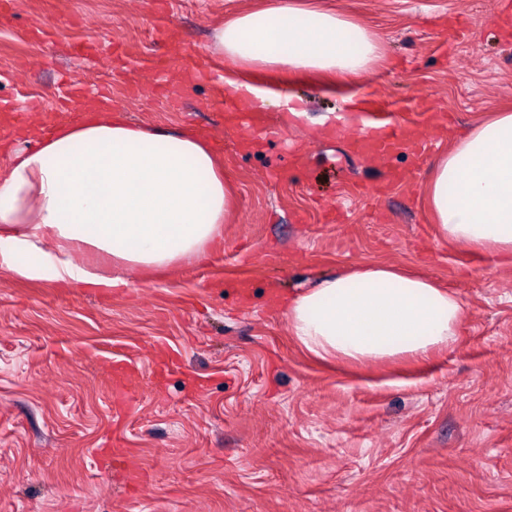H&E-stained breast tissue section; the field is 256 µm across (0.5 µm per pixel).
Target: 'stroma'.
Wrapping results in <instances>:
<instances>
[{"label": "stroma", "mask_w": 512, "mask_h": 512, "mask_svg": "<svg viewBox=\"0 0 512 512\" xmlns=\"http://www.w3.org/2000/svg\"><path fill=\"white\" fill-rule=\"evenodd\" d=\"M369 28L356 82L257 70L279 128H228L216 27L264 0H14L0 13V104L62 123L96 81L131 121L223 142L239 211L224 248L122 272L129 287L0 270V512H512V264L443 239L424 187L455 139L512 110V0H304ZM92 42L95 55L78 56ZM139 96L127 93L130 85ZM373 94L447 116L425 161L332 137ZM306 116L291 122L285 97ZM408 180L378 195L391 170ZM387 264L460 299L455 342L362 369L305 352L286 302L341 269ZM135 381L115 401L112 367Z\"/></svg>", "instance_id": "1"}]
</instances>
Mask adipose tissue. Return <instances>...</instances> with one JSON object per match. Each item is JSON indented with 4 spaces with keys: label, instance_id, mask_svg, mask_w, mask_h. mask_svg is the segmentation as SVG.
I'll return each instance as SVG.
<instances>
[{
    "label": "adipose tissue",
    "instance_id": "1",
    "mask_svg": "<svg viewBox=\"0 0 512 512\" xmlns=\"http://www.w3.org/2000/svg\"><path fill=\"white\" fill-rule=\"evenodd\" d=\"M224 61L235 99L266 91L235 79L242 68L366 73L379 57L373 35L334 11L268 0L217 28L210 47ZM85 118L28 145L0 146V268L29 280L106 291L124 286L73 264L61 243L86 245L130 269H157L198 257L222 241L238 195L209 139L131 123L121 110ZM440 234L463 248L512 262V113L477 124L435 164L426 185ZM288 324L306 351L359 364L427 356L450 346L462 305L434 280L385 265L348 267L291 295Z\"/></svg>",
    "mask_w": 512,
    "mask_h": 512
}]
</instances>
